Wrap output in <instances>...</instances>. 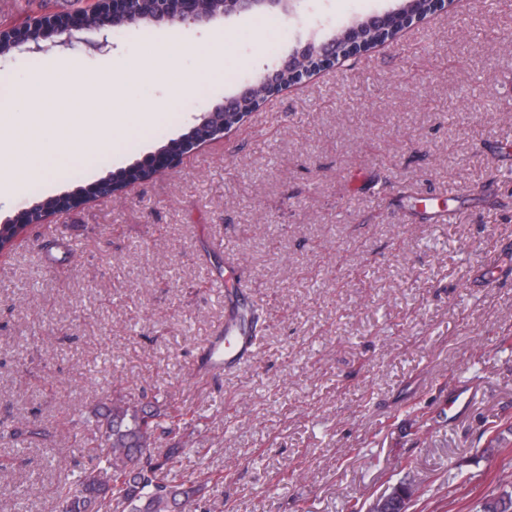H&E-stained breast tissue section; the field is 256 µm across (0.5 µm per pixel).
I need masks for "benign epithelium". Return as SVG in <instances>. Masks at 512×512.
I'll list each match as a JSON object with an SVG mask.
<instances>
[{
	"label": "benign epithelium",
	"instance_id": "obj_1",
	"mask_svg": "<svg viewBox=\"0 0 512 512\" xmlns=\"http://www.w3.org/2000/svg\"><path fill=\"white\" fill-rule=\"evenodd\" d=\"M304 0H221V9L209 16L201 13L200 0H105L106 10L113 19L136 22L146 18L156 24L179 25L184 28L207 24L219 18L256 15L265 12H278L287 19H297L302 13ZM409 3L402 2L399 6L373 14L362 20H354L345 24L339 31L319 37L313 33L304 44L291 51L275 67L273 72L255 77L237 92L224 97L210 109L194 116L189 127V134L180 138L183 153H190L200 146L223 138L239 128L248 117L245 112L237 109L243 99L263 91L268 98L292 85H298L316 73L330 68L342 66L350 56L348 44L360 39L362 31L370 29L376 33H384L389 29L392 16L407 8ZM46 32L73 38L75 33L90 28L81 13L66 17H52L41 20ZM180 156L171 154L160 148L125 166L127 183L132 186L144 181L143 173L158 175L175 167ZM415 490L408 488L395 489L374 501L370 512H407V504L414 496Z\"/></svg>",
	"mask_w": 512,
	"mask_h": 512
}]
</instances>
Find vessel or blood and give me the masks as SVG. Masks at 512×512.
I'll use <instances>...</instances> for the list:
<instances>
[{
    "label": "vessel or blood",
    "mask_w": 512,
    "mask_h": 512,
    "mask_svg": "<svg viewBox=\"0 0 512 512\" xmlns=\"http://www.w3.org/2000/svg\"><path fill=\"white\" fill-rule=\"evenodd\" d=\"M257 338L253 334L251 313L244 308H233L218 336L208 342L205 354L208 366L233 368L241 365L254 353Z\"/></svg>",
    "instance_id": "obj_1"
}]
</instances>
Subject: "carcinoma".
Returning a JSON list of instances; mask_svg holds the SVG:
<instances>
[{
    "mask_svg": "<svg viewBox=\"0 0 512 512\" xmlns=\"http://www.w3.org/2000/svg\"><path fill=\"white\" fill-rule=\"evenodd\" d=\"M44 33L23 21L0 41V57L18 43L38 44ZM39 220L33 212H19L0 224V247H10L26 225ZM194 420L190 411L174 405L149 411L126 395L112 397V409L96 416L85 447L96 463L56 489L55 512H177L181 504L199 499L205 485L189 480L173 485L169 475L178 448H158L157 440Z\"/></svg>",
    "mask_w": 512,
    "mask_h": 512,
    "instance_id": "obj_1",
    "label": "carcinoma"
}]
</instances>
